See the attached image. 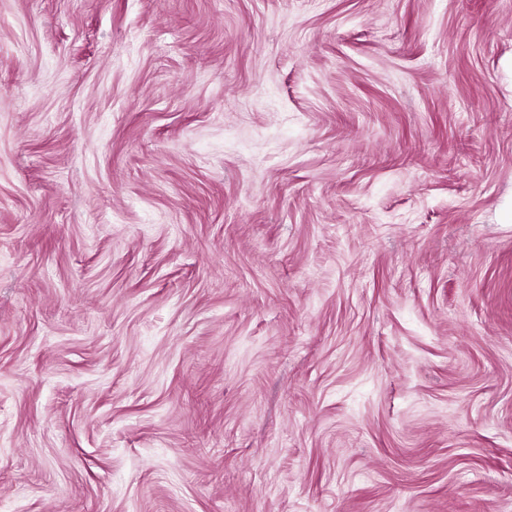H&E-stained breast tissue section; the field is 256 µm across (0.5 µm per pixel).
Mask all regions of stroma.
<instances>
[{
  "instance_id": "stroma-1",
  "label": "stroma",
  "mask_w": 512,
  "mask_h": 512,
  "mask_svg": "<svg viewBox=\"0 0 512 512\" xmlns=\"http://www.w3.org/2000/svg\"><path fill=\"white\" fill-rule=\"evenodd\" d=\"M0 512H512V0H0Z\"/></svg>"
}]
</instances>
